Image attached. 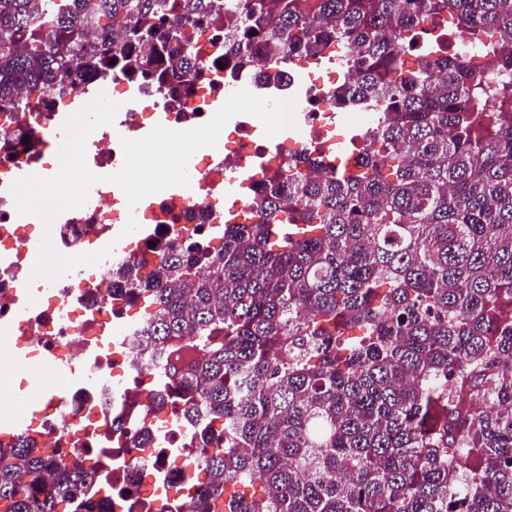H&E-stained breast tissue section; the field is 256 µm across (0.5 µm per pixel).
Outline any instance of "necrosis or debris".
<instances>
[{"mask_svg":"<svg viewBox=\"0 0 512 512\" xmlns=\"http://www.w3.org/2000/svg\"><path fill=\"white\" fill-rule=\"evenodd\" d=\"M349 57L344 48L337 58L320 63L327 74L324 81L307 84L300 73L284 70L271 84L259 65L250 71L216 69L206 47L197 60L200 78L177 105L149 81L133 85L136 94L130 98L126 79H97V90L123 104L124 110L115 124L89 135L86 151L98 168L117 171L125 160L122 139L139 138L153 119L170 130H190L209 122L216 104L237 90L258 95L271 86L275 97L288 99L296 97L302 84L307 104L296 107V134L278 152V163H288L335 130L328 89L340 77L350 76ZM65 119L59 111L0 113V129L23 137L12 152L0 150V320L10 319L25 296L39 298L17 332L24 360L15 368L13 383L29 387L62 360L76 371L64 401L43 403L39 416L28 420L8 444L13 447L24 439L31 446L63 453L72 448L106 453L112 494L92 496V512H143L141 501L149 499L157 485L180 484L187 460L172 456L171 450L184 442L187 429L172 421L171 409L152 406V396L171 392L173 381L164 365L145 358L140 346L144 327L136 318L139 299L113 289L112 270L134 258L153 260V243L182 240L188 229L199 226L206 235L216 234L224 222L225 183L269 150L258 142L256 132L263 124L254 117L227 123L215 147L196 151L190 192L150 195L149 205L133 213L120 187L96 185L97 205L71 210L65 222L55 226L51 239L58 251L89 252L111 225L131 218L150 224L152 231L145 237L118 240L110 256L76 269L73 277L46 290L31 281L24 250L28 239L39 236L40 220L18 214L10 186L21 174L40 175L56 168L57 154L50 151L49 140L61 136Z\"/></svg>","mask_w":512,"mask_h":512,"instance_id":"necrosis-or-debris-1","label":"necrosis or debris"}]
</instances>
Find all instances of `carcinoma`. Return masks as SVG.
Segmentation results:
<instances>
[{
  "label": "carcinoma",
  "instance_id": "obj_1",
  "mask_svg": "<svg viewBox=\"0 0 512 512\" xmlns=\"http://www.w3.org/2000/svg\"><path fill=\"white\" fill-rule=\"evenodd\" d=\"M189 27L239 70L346 44L330 96L378 112L217 243L112 270L147 350L200 354L170 367L198 463L155 512H512V0H0V113L114 72L177 103ZM103 483L81 448L0 447V512H89Z\"/></svg>",
  "mask_w": 512,
  "mask_h": 512
}]
</instances>
